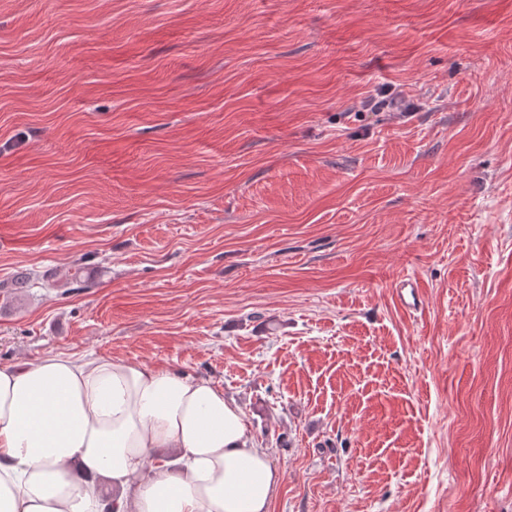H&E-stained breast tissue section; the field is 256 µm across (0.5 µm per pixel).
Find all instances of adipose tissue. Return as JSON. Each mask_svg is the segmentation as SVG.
<instances>
[{
	"mask_svg": "<svg viewBox=\"0 0 512 512\" xmlns=\"http://www.w3.org/2000/svg\"><path fill=\"white\" fill-rule=\"evenodd\" d=\"M279 482L208 379L60 354L0 365V512H269Z\"/></svg>",
	"mask_w": 512,
	"mask_h": 512,
	"instance_id": "adipose-tissue-1",
	"label": "adipose tissue"
}]
</instances>
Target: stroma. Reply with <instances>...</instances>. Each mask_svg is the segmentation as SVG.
I'll list each match as a JSON object with an SVG mask.
<instances>
[{
  "instance_id": "1",
  "label": "stroma",
  "mask_w": 512,
  "mask_h": 512,
  "mask_svg": "<svg viewBox=\"0 0 512 512\" xmlns=\"http://www.w3.org/2000/svg\"><path fill=\"white\" fill-rule=\"evenodd\" d=\"M1 285V365L223 389L271 512H512V0H0Z\"/></svg>"
}]
</instances>
